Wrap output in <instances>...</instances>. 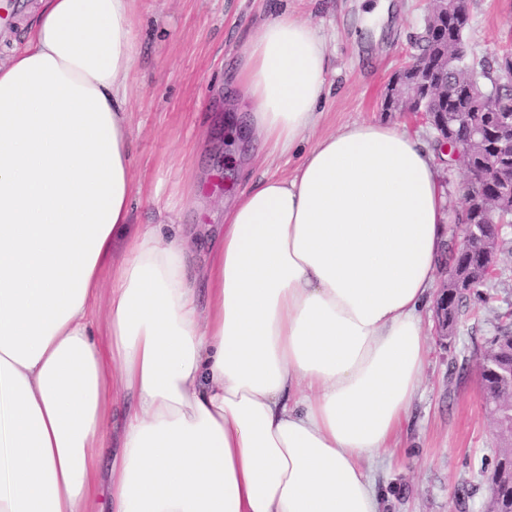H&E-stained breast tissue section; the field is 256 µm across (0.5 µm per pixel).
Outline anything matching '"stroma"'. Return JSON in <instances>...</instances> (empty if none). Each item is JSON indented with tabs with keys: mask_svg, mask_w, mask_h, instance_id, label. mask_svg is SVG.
<instances>
[{
	"mask_svg": "<svg viewBox=\"0 0 512 512\" xmlns=\"http://www.w3.org/2000/svg\"><path fill=\"white\" fill-rule=\"evenodd\" d=\"M277 0H139L135 64L127 78L133 119V165L141 188L132 221L155 224L168 206L182 207L187 226L218 224L217 204L245 178L229 171L224 109L215 89L236 59L238 45ZM318 28L330 49L332 94L317 134L363 121L396 122L421 136L428 127L382 108L386 87L416 52L428 0H390L385 17L363 24L362 0H287ZM468 56L474 60L512 47V0H467ZM198 173V199H185L190 173ZM500 276L485 288L490 300L479 316L462 313L449 340L434 335L432 311L423 323L430 355L412 403L411 421L393 457L370 475L383 496V512H484L498 443L491 406L481 389L477 357L499 315L512 309V243L499 254Z\"/></svg>",
	"mask_w": 512,
	"mask_h": 512,
	"instance_id": "obj_1",
	"label": "stroma"
}]
</instances>
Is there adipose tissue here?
<instances>
[{
    "label": "adipose tissue",
    "mask_w": 512,
    "mask_h": 512,
    "mask_svg": "<svg viewBox=\"0 0 512 512\" xmlns=\"http://www.w3.org/2000/svg\"><path fill=\"white\" fill-rule=\"evenodd\" d=\"M136 3L39 0L0 61V512H86L114 443L104 512H382L369 469L429 355L445 157L381 121L301 150L330 51L284 10L240 46L224 123L299 164L226 196L202 248L177 213L132 224Z\"/></svg>",
    "instance_id": "1"
}]
</instances>
